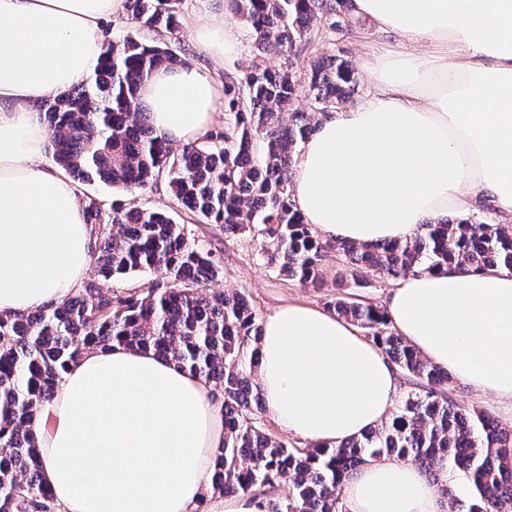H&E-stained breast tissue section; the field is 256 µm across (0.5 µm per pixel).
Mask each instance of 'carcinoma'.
Here are the masks:
<instances>
[{
    "mask_svg": "<svg viewBox=\"0 0 512 512\" xmlns=\"http://www.w3.org/2000/svg\"><path fill=\"white\" fill-rule=\"evenodd\" d=\"M234 14L253 33L254 55H281L288 67L261 63L224 81V127L173 150L150 122L139 91L161 69L188 66L165 42L144 44L137 32L174 34L181 0H124L131 30L106 43L85 82L33 105L47 123L52 161L79 183L100 182L122 192L144 191L161 175L171 198L227 237L244 232L271 248L268 259L305 286L322 287L328 253L342 257L347 279L374 267L397 281L410 273L486 267L512 269V224L443 220L420 225L404 240L359 245L321 237L294 203L291 171L299 145L318 117L340 109L357 78L336 55L311 61L299 84L297 49L319 29L336 32L353 22L352 0H232ZM304 96L309 111L282 113ZM87 223L97 226L93 274L83 288L41 310L0 313V512H53L42 483L35 431L62 374L85 351L123 345L151 350L218 391L224 446L214 459L213 490L261 496L284 489L271 512H343L337 488L349 474L384 455L407 459L436 477L443 464L464 474L478 495L465 506L444 489L452 512H512V430L486 411L462 408L448 397V370L422 356L390 326L384 309L343 294L333 312L366 333L385 357L412 379L413 389L381 425L346 443L297 448L266 434L253 375L261 327L247 298L214 293L220 266L214 253L188 243L184 225L158 208L126 209L89 197ZM161 269L147 288L103 291L102 283L131 272Z\"/></svg>",
    "mask_w": 512,
    "mask_h": 512,
    "instance_id": "obj_1",
    "label": "carcinoma"
}]
</instances>
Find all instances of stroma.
<instances>
[{
  "instance_id": "stroma-1",
  "label": "stroma",
  "mask_w": 512,
  "mask_h": 512,
  "mask_svg": "<svg viewBox=\"0 0 512 512\" xmlns=\"http://www.w3.org/2000/svg\"><path fill=\"white\" fill-rule=\"evenodd\" d=\"M212 17L223 19L237 32L240 45L236 53L215 57L198 44L195 38L197 26ZM388 41V35L378 32L368 19L358 15L347 29L314 40L302 53L294 69L301 76L312 57L320 54L343 56L350 61L357 75V89L351 98L352 103L356 104L371 89L365 60L383 49ZM251 44L250 31L234 15L230 0H181L180 30L171 45L189 58L193 65L208 68L216 82H223L226 75L238 76L248 71L254 59ZM174 218L186 225L191 238L211 248L218 259L220 273L212 283L213 288L246 296L258 315H265L287 301H299L325 310L336 296V276L340 266L335 255H328L324 261V287L304 288L284 276L277 266L268 263L258 239L247 234L225 237L218 225L197 222L193 214L181 208L175 210ZM448 394L457 405L485 410L501 427H512V406L507 402L478 392L457 377L449 382Z\"/></svg>"
}]
</instances>
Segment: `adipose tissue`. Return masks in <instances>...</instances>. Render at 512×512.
<instances>
[{
  "mask_svg": "<svg viewBox=\"0 0 512 512\" xmlns=\"http://www.w3.org/2000/svg\"><path fill=\"white\" fill-rule=\"evenodd\" d=\"M401 43L367 62L371 91L320 117L295 157L306 223L357 244L402 240L489 193L512 223V0H352ZM122 0H0V312L60 301L82 281L93 236L71 179L47 163L32 103L87 79ZM139 97L185 143L216 111L214 78L159 69ZM391 325L434 364L512 403V270L417 273L385 300ZM265 411L288 436L339 444L384 421L396 369L353 324L300 302L266 314ZM41 478L57 512H265L259 497L206 495L224 441L213 387L149 351L83 354L42 407ZM350 512H444L420 465L384 456L355 471Z\"/></svg>",
  "mask_w": 512,
  "mask_h": 512,
  "instance_id": "1",
  "label": "adipose tissue"
}]
</instances>
